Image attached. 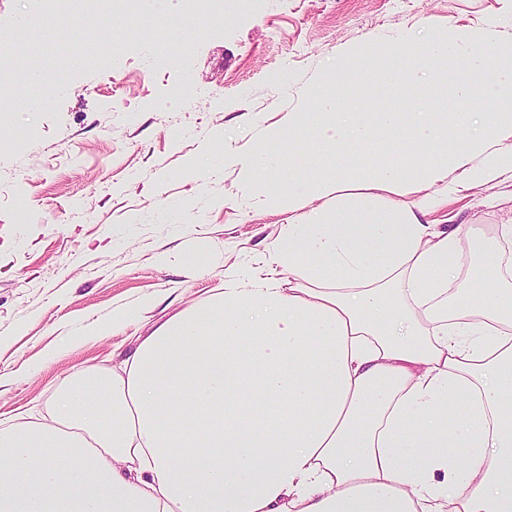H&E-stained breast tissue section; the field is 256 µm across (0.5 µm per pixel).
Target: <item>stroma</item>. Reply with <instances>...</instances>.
Listing matches in <instances>:
<instances>
[{
    "instance_id": "35a3bbf8",
    "label": "stroma",
    "mask_w": 512,
    "mask_h": 512,
    "mask_svg": "<svg viewBox=\"0 0 512 512\" xmlns=\"http://www.w3.org/2000/svg\"><path fill=\"white\" fill-rule=\"evenodd\" d=\"M44 0H0V29L20 15L22 44L62 84L36 112L22 72L7 75L20 101L0 145V428L16 411L46 416L64 380L111 366L135 339L226 279L260 270L287 223L289 202L314 207L305 185L271 194L225 152L280 144L287 113L305 110L311 89L343 51L384 48L401 36L512 50V0H224V22L185 35L170 63L160 41L139 38L87 68L60 70L63 56L93 43L43 21ZM429 86L382 85L376 112L404 100L426 106ZM215 158L196 168L203 151ZM447 200L504 254L498 225L512 221V173ZM237 225L235 238L224 227ZM144 306L141 322L123 314ZM112 327L84 334L87 322Z\"/></svg>"
}]
</instances>
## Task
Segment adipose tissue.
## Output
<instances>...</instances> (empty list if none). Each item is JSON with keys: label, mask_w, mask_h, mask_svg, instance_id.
I'll return each mask as SVG.
<instances>
[{"label": "adipose tissue", "mask_w": 512, "mask_h": 512, "mask_svg": "<svg viewBox=\"0 0 512 512\" xmlns=\"http://www.w3.org/2000/svg\"><path fill=\"white\" fill-rule=\"evenodd\" d=\"M122 45L159 16L223 22L181 0H136ZM464 78L425 112H359L318 87L286 117L325 147L395 131L371 193L306 175L321 207L289 217L265 276L225 280L205 306L140 339L111 372L62 388L48 422L0 429V512H512V287L451 285L483 247L427 189L512 172V55L408 39L343 56L337 84L380 69ZM421 192L417 209L407 192Z\"/></svg>", "instance_id": "1"}]
</instances>
